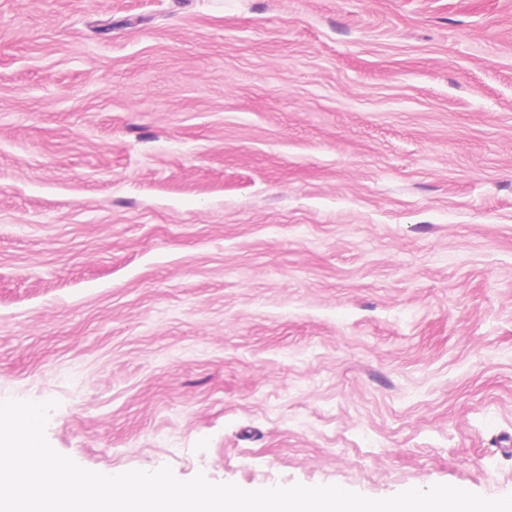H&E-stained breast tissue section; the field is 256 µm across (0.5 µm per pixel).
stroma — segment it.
Wrapping results in <instances>:
<instances>
[{"mask_svg":"<svg viewBox=\"0 0 512 512\" xmlns=\"http://www.w3.org/2000/svg\"><path fill=\"white\" fill-rule=\"evenodd\" d=\"M92 470L512 494V0H0V399Z\"/></svg>","mask_w":512,"mask_h":512,"instance_id":"1","label":"stroma"}]
</instances>
